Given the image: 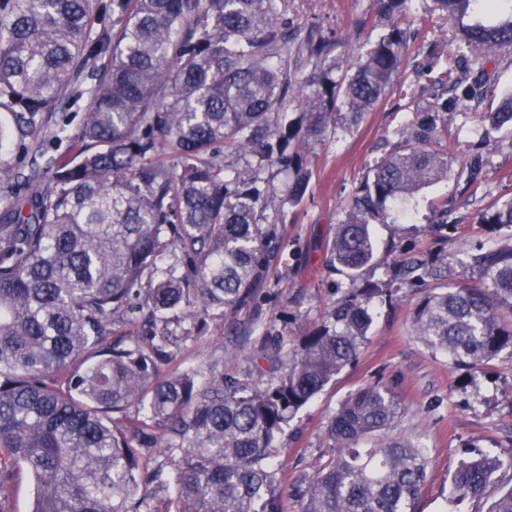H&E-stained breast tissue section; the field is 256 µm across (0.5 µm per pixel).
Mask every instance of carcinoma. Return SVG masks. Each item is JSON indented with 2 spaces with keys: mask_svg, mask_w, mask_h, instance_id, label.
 I'll return each mask as SVG.
<instances>
[{
  "mask_svg": "<svg viewBox=\"0 0 512 512\" xmlns=\"http://www.w3.org/2000/svg\"><path fill=\"white\" fill-rule=\"evenodd\" d=\"M411 2L376 0L388 29L340 79L336 43L302 34L288 0H112L115 30L95 38L94 0H0V108L17 129L61 106L90 58L110 55L68 152L46 160L44 185L14 200L0 225V512L20 471L34 482L30 512H143L157 492L169 494L171 512H283L270 448L290 415L356 359L374 298L392 289H347L257 388L222 372L163 374L171 326L191 318L188 336L210 313L255 302L282 250L270 216L306 195L307 148L336 113L356 125L394 84L420 36L399 24ZM432 2L452 18L473 0ZM482 2L508 7L509 18L462 29L470 55L430 76V116L390 143L336 225L327 263L351 280L374 260L371 225L410 217L407 198L448 178L440 116L460 100L475 109L493 91L484 54L512 47V4ZM480 119L512 122V94ZM221 144L237 166L221 164ZM160 150L172 164L154 159ZM279 175L280 192L271 185ZM456 178L476 189L487 172L474 156ZM477 223L512 226V199L491 201ZM471 267L467 282L426 289L411 323L427 349L477 372L512 353V242L479 247ZM386 275L393 285L442 281L448 257L395 262ZM131 308L148 333L106 342L114 316ZM403 413L385 383L351 394L327 428L335 455L297 489L303 512H415L427 450L396 432ZM152 449L180 464L145 470ZM505 468L512 460L498 455L462 459L452 500L482 501ZM487 512H512V485Z\"/></svg>",
  "mask_w": 512,
  "mask_h": 512,
  "instance_id": "obj_1",
  "label": "carcinoma"
}]
</instances>
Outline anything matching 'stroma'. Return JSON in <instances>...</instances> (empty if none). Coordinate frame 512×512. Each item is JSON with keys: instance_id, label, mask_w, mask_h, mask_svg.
<instances>
[{"instance_id": "obj_1", "label": "stroma", "mask_w": 512, "mask_h": 512, "mask_svg": "<svg viewBox=\"0 0 512 512\" xmlns=\"http://www.w3.org/2000/svg\"><path fill=\"white\" fill-rule=\"evenodd\" d=\"M290 8L302 29L316 28L337 42L341 63L384 31L385 22L376 16L372 0H290ZM423 15L429 18L428 35L410 43L406 65L385 98L356 126L337 118L335 135L309 150L308 192L300 204L284 205L275 218L283 248L255 304L231 319L210 316L197 337L174 347L166 371L194 368L204 378L221 372L251 386L263 385L269 366L252 354L265 334L276 335L285 351L297 349L301 337L322 325L345 288L351 287L345 274L327 264L334 230L355 188L384 157L385 139L393 138L412 118L406 104L422 84L419 67L442 66L456 52L457 27L434 12L430 0H413L401 24L415 28ZM107 61L104 55L90 59L63 105L37 116L31 127L16 132L10 143L0 147V170L13 175L12 180L0 182V217L11 197L23 191L24 178L37 177L32 163L35 149L49 156L67 152L68 138L79 132L90 105L84 90L96 83ZM441 135L456 160L481 152L488 172L485 183L467 206L453 208L449 225L433 223L432 217L440 203L458 196L461 186L453 176L415 197L411 220L394 216L376 225L377 254L361 271L360 281L384 280L388 263L418 253L456 257L452 277L463 279L469 271L462 261L479 243L512 240V227L491 233L476 222L490 199L512 197V128L493 129L461 106L448 113ZM423 294V289L407 286L396 298L375 299L372 330L357 360L302 408L275 442L271 459L284 512H302L303 503L294 494L296 485L332 457L334 447L326 429L340 403L377 380L390 385L405 404L399 433L421 438L428 449L429 480L415 504L416 512H474V504L448 499L451 476L464 449L512 458V356L501 353L483 371L470 375L446 356L432 354L414 336L410 319Z\"/></svg>"}]
</instances>
